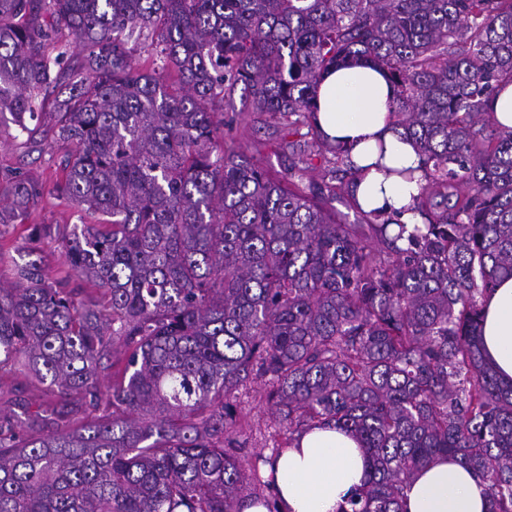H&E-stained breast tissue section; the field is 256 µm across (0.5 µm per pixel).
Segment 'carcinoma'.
I'll list each match as a JSON object with an SVG mask.
<instances>
[{
    "label": "carcinoma",
    "mask_w": 512,
    "mask_h": 512,
    "mask_svg": "<svg viewBox=\"0 0 512 512\" xmlns=\"http://www.w3.org/2000/svg\"><path fill=\"white\" fill-rule=\"evenodd\" d=\"M359 63L387 72L418 148L411 231L332 206L357 168L318 130L316 93ZM509 84L512 0H0V133L43 151L31 122L60 94L54 192L98 217L53 235L25 224L42 182L0 180V225L54 238L69 267L52 278L0 233V386L23 374L49 399L0 408V512H280L262 467L331 423L365 462L337 512H405L439 456L512 512V384L478 339L512 277V130L487 109ZM239 87L288 169L224 134ZM315 159L322 181L300 185ZM258 381L281 442L248 460L238 393Z\"/></svg>",
    "instance_id": "cac0c4a2"
}]
</instances>
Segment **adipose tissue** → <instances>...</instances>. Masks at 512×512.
<instances>
[{
	"label": "adipose tissue",
	"instance_id": "obj_1",
	"mask_svg": "<svg viewBox=\"0 0 512 512\" xmlns=\"http://www.w3.org/2000/svg\"><path fill=\"white\" fill-rule=\"evenodd\" d=\"M393 89L378 70L363 64L330 72L317 89L318 124L328 141L349 148L359 167L356 204L407 226L421 223L412 211L420 181L401 170L417 167L414 143L394 130L388 111ZM484 357L500 380L512 382V278L496 283L483 300ZM363 450L330 425L304 432L282 449L272 479L280 512H336L362 484ZM407 512H488L484 484L457 460L438 458L419 471L407 492Z\"/></svg>",
	"mask_w": 512,
	"mask_h": 512
}]
</instances>
